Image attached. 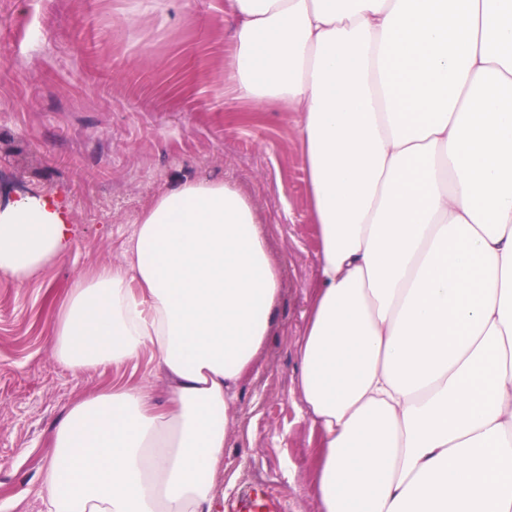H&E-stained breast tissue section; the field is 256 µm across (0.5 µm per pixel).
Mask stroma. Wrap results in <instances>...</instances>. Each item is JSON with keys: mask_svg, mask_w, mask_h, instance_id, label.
Listing matches in <instances>:
<instances>
[{"mask_svg": "<svg viewBox=\"0 0 512 512\" xmlns=\"http://www.w3.org/2000/svg\"><path fill=\"white\" fill-rule=\"evenodd\" d=\"M226 0H0V204L66 203V256L17 282L0 273V512H43L40 471L69 407L115 383L168 392L150 353L72 372L52 325L74 283L120 263L140 213L184 177L234 181L283 268L276 323L241 381L226 435L224 502L253 491L278 512H320L318 445L297 387L318 240L297 115L230 95Z\"/></svg>", "mask_w": 512, "mask_h": 512, "instance_id": "1", "label": "stroma"}]
</instances>
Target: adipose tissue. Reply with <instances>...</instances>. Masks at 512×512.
Wrapping results in <instances>:
<instances>
[{
	"label": "adipose tissue",
	"instance_id": "adipose-tissue-1",
	"mask_svg": "<svg viewBox=\"0 0 512 512\" xmlns=\"http://www.w3.org/2000/svg\"><path fill=\"white\" fill-rule=\"evenodd\" d=\"M240 97L288 104L320 248L298 389L321 512H512V0H229ZM54 196L0 205V272L60 261ZM280 270L232 184L182 179L53 327L75 372L150 353L53 433L46 512H217Z\"/></svg>",
	"mask_w": 512,
	"mask_h": 512
}]
</instances>
